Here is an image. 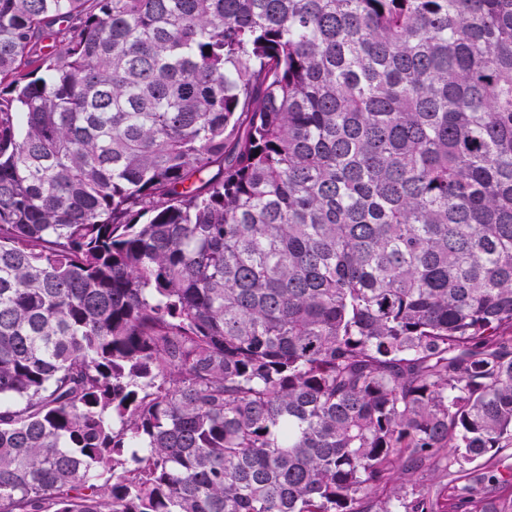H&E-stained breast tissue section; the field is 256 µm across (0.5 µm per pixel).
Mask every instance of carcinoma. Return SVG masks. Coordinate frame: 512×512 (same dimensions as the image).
Returning a JSON list of instances; mask_svg holds the SVG:
<instances>
[{
  "label": "carcinoma",
  "mask_w": 512,
  "mask_h": 512,
  "mask_svg": "<svg viewBox=\"0 0 512 512\" xmlns=\"http://www.w3.org/2000/svg\"><path fill=\"white\" fill-rule=\"evenodd\" d=\"M511 487L512 0H0V512Z\"/></svg>",
  "instance_id": "carcinoma-1"
}]
</instances>
